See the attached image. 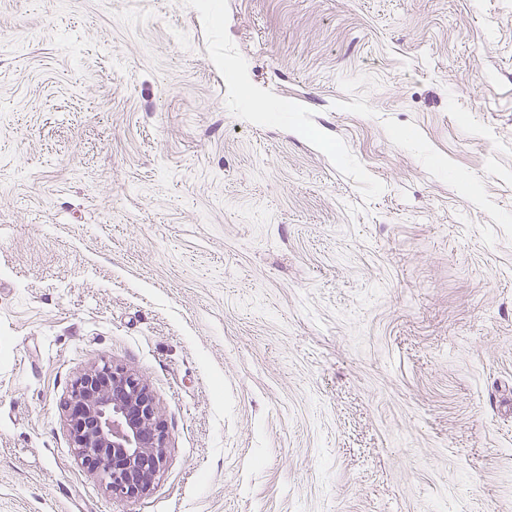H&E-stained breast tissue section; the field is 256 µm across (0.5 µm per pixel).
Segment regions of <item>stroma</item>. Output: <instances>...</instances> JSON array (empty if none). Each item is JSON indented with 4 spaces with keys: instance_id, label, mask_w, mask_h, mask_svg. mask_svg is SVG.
Returning <instances> with one entry per match:
<instances>
[{
    "instance_id": "35a3bbf8",
    "label": "stroma",
    "mask_w": 512,
    "mask_h": 512,
    "mask_svg": "<svg viewBox=\"0 0 512 512\" xmlns=\"http://www.w3.org/2000/svg\"><path fill=\"white\" fill-rule=\"evenodd\" d=\"M0 512H512V0H0ZM70 392L71 442L81 465L112 496L148 492L164 466L166 427L147 383L104 363L78 377Z\"/></svg>"
}]
</instances>
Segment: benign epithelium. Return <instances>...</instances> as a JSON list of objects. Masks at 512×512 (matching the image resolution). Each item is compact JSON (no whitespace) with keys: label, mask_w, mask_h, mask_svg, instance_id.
Segmentation results:
<instances>
[{"label":"benign epithelium","mask_w":512,"mask_h":512,"mask_svg":"<svg viewBox=\"0 0 512 512\" xmlns=\"http://www.w3.org/2000/svg\"><path fill=\"white\" fill-rule=\"evenodd\" d=\"M70 405L81 465L116 497L148 492L164 466L166 427L147 383L105 363L75 380Z\"/></svg>","instance_id":"7a95c632"}]
</instances>
